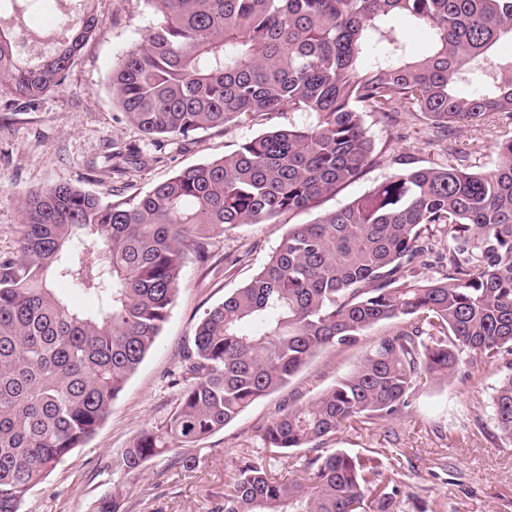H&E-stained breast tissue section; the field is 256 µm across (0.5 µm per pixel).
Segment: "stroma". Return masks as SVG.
<instances>
[{"mask_svg":"<svg viewBox=\"0 0 512 512\" xmlns=\"http://www.w3.org/2000/svg\"><path fill=\"white\" fill-rule=\"evenodd\" d=\"M96 29L78 52L62 88L31 104L0 94V258L18 253L21 192L70 184L103 201L129 199L187 166L235 151L245 140L272 127L292 123L288 113L240 123L229 131L208 130L189 140L146 138L112 97L110 77L125 53L157 23L146 0H91ZM376 145L389 153L447 165L442 143L407 118L403 135L367 116ZM137 149L141 168L121 173L116 153ZM312 210L281 217L276 224H244L214 235L206 265L188 261L168 322L153 349L114 401L93 438L75 449L29 494L23 512H93L96 501L120 483L125 512H202L210 496L222 493L243 451L262 455V426L288 395L313 394L333 385L357 363L363 347L392 333L381 323L370 328L360 346L322 351L291 378L285 390L245 410L207 439L195 452L193 471L163 456L142 471L124 474L113 457L143 429L164 421L175 409L183 354L204 312L249 282L292 224H306ZM512 362L477 363L466 356L448 380L419 391L398 419L355 423L327 439L330 448L369 455L383 448L398 451V469L409 499L399 512H512V447L495 442L491 395ZM153 489L152 506L142 503Z\"/></svg>","mask_w":512,"mask_h":512,"instance_id":"stroma-1","label":"stroma"}]
</instances>
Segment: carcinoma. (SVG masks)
I'll list each match as a JSON object with an SVG mask.
<instances>
[{"label": "carcinoma", "instance_id": "obj_1", "mask_svg": "<svg viewBox=\"0 0 512 512\" xmlns=\"http://www.w3.org/2000/svg\"><path fill=\"white\" fill-rule=\"evenodd\" d=\"M160 20L112 72V96L143 134L184 139L276 112L274 128L182 169L142 196L103 202L69 184L22 198L19 255L0 260V512L29 492L107 418L160 336L186 260L215 234L277 223L336 195L378 163L400 169L364 195L292 224L259 273L209 309L183 357L176 410L142 430L114 467L136 472L224 429L281 390L318 352L380 339L333 386L279 408L266 451L309 452L283 480L245 452L208 512H394L398 471L382 453L321 448L353 422L391 421L449 379L464 353L512 355V0H146ZM412 21L431 47L411 55ZM94 30L83 14L44 55L23 56L0 27V93L36 101L61 88ZM401 131L408 116L440 140L448 165L388 158L365 116ZM492 119L490 164L450 139ZM430 269L438 277H422ZM62 283L95 308L66 299ZM512 445V373L491 397ZM94 512H124L120 486Z\"/></svg>", "mask_w": 512, "mask_h": 512}]
</instances>
